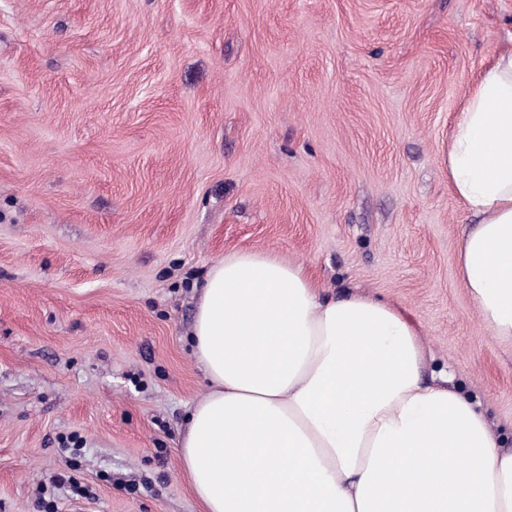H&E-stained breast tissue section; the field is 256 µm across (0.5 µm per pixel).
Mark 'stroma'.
I'll use <instances>...</instances> for the list:
<instances>
[{
	"label": "stroma",
	"mask_w": 512,
	"mask_h": 512,
	"mask_svg": "<svg viewBox=\"0 0 512 512\" xmlns=\"http://www.w3.org/2000/svg\"><path fill=\"white\" fill-rule=\"evenodd\" d=\"M512 0H0V512H202L197 288L232 253L395 304L512 436L439 166Z\"/></svg>",
	"instance_id": "1"
}]
</instances>
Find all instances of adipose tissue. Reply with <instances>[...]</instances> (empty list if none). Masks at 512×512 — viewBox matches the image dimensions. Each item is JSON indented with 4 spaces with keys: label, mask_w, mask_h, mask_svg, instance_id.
Returning a JSON list of instances; mask_svg holds the SVG:
<instances>
[{
    "label": "adipose tissue",
    "mask_w": 512,
    "mask_h": 512,
    "mask_svg": "<svg viewBox=\"0 0 512 512\" xmlns=\"http://www.w3.org/2000/svg\"><path fill=\"white\" fill-rule=\"evenodd\" d=\"M439 163L475 219L458 278L512 340V48L465 100ZM193 351L210 381L180 462L204 512H512V448L396 306L319 293L268 252L215 262Z\"/></svg>",
    "instance_id": "1"
}]
</instances>
